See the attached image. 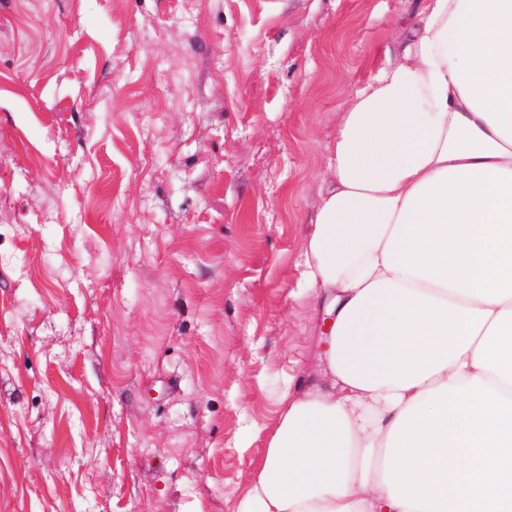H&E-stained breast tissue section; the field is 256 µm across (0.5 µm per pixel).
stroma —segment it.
<instances>
[{"label":"stroma","mask_w":512,"mask_h":512,"mask_svg":"<svg viewBox=\"0 0 512 512\" xmlns=\"http://www.w3.org/2000/svg\"><path fill=\"white\" fill-rule=\"evenodd\" d=\"M424 0H0V512H237L327 144Z\"/></svg>","instance_id":"35a3bbf8"}]
</instances>
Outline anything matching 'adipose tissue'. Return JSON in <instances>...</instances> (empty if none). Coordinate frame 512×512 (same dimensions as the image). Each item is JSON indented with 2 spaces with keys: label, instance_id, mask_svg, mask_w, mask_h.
I'll return each instance as SVG.
<instances>
[{
  "label": "adipose tissue",
  "instance_id": "1",
  "mask_svg": "<svg viewBox=\"0 0 512 512\" xmlns=\"http://www.w3.org/2000/svg\"><path fill=\"white\" fill-rule=\"evenodd\" d=\"M304 238L326 326L239 512H512V0H426Z\"/></svg>",
  "mask_w": 512,
  "mask_h": 512
}]
</instances>
